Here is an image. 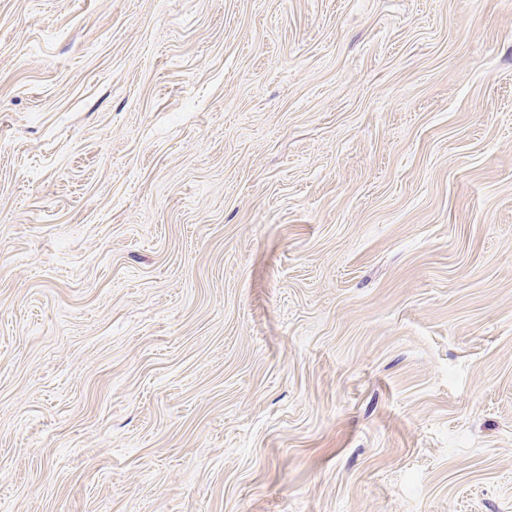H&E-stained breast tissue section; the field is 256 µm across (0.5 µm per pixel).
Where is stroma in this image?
I'll return each mask as SVG.
<instances>
[{"instance_id":"stroma-1","label":"stroma","mask_w":512,"mask_h":512,"mask_svg":"<svg viewBox=\"0 0 512 512\" xmlns=\"http://www.w3.org/2000/svg\"><path fill=\"white\" fill-rule=\"evenodd\" d=\"M0 512H512V0H0Z\"/></svg>"}]
</instances>
